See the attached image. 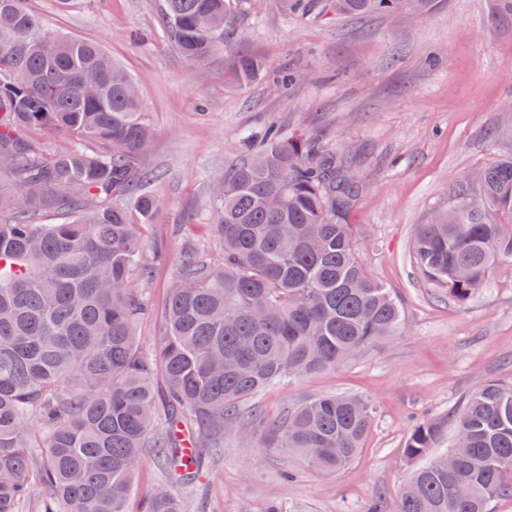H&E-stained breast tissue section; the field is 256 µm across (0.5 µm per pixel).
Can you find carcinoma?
I'll return each mask as SVG.
<instances>
[{
  "mask_svg": "<svg viewBox=\"0 0 512 512\" xmlns=\"http://www.w3.org/2000/svg\"><path fill=\"white\" fill-rule=\"evenodd\" d=\"M434 3L336 0V9L362 16ZM247 6L165 0L164 29L200 65L234 51ZM262 71L259 59L237 55V83ZM132 85L101 44L50 29L27 0H0V512H127L148 453L158 481L144 512H186L179 491L198 479L203 449L224 453L229 426L336 473L365 444L369 401L320 395L267 429L249 402L334 370L403 327L355 247L347 214L359 185L346 160L272 132L213 189L210 235L183 245L162 328L142 349L146 303L130 283L149 278L161 257L138 231L158 200L138 192L152 179L141 164L151 130ZM34 131L70 146L48 152ZM475 174L480 183L463 176L413 245L424 276L459 303L512 262V156ZM61 206L67 221L37 222ZM456 431L462 447L434 456L446 423L410 430L403 454L416 467L396 512H491L512 497V383L473 391Z\"/></svg>",
  "mask_w": 512,
  "mask_h": 512,
  "instance_id": "obj_1",
  "label": "carcinoma"
}]
</instances>
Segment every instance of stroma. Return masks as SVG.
<instances>
[{
    "label": "stroma",
    "instance_id": "stroma-1",
    "mask_svg": "<svg viewBox=\"0 0 512 512\" xmlns=\"http://www.w3.org/2000/svg\"><path fill=\"white\" fill-rule=\"evenodd\" d=\"M46 24L101 43L133 76L152 138L146 189L160 202L142 234L165 262L148 284L139 325L150 344L187 236L204 234L213 186L269 128L343 155L360 182L349 214L368 274L392 288L404 327L345 366L262 392L267 422L325 393L369 400L374 421L359 458L322 475L295 456L224 435V458L183 490L190 512H394L410 465L403 443L419 420L452 419L492 381L512 382V263L459 304L412 257L419 224L447 204L466 173L512 155V15L499 0H442L430 12L343 15L316 0L309 15L250 0L243 50L265 64L249 85L232 79L233 53L196 68L163 35V0H29ZM300 72L288 91L282 72ZM298 477L288 482L285 471Z\"/></svg>",
    "mask_w": 512,
    "mask_h": 512
}]
</instances>
